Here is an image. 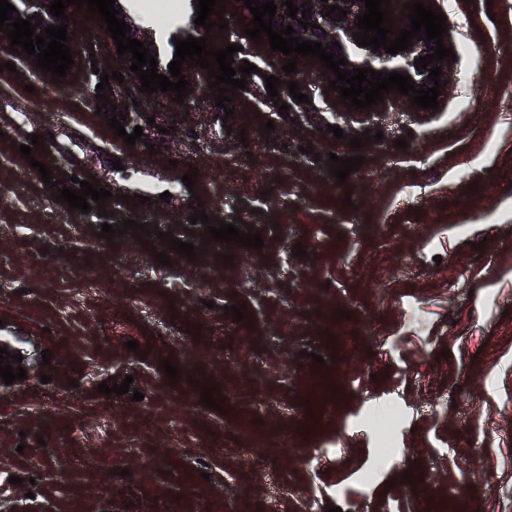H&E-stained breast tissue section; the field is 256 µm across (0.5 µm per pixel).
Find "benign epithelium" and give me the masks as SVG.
<instances>
[{"mask_svg": "<svg viewBox=\"0 0 512 512\" xmlns=\"http://www.w3.org/2000/svg\"><path fill=\"white\" fill-rule=\"evenodd\" d=\"M17 12L13 13V17L27 18L35 14H40L41 20L40 27L35 31V34L40 35L44 32V28L49 25H58L62 22L68 24L67 31L74 30L72 19L69 18L71 10H65L68 19L59 21L52 14L46 5L50 4L51 0H8ZM284 0H274L277 5L276 15L274 20L283 25H290L296 30L295 36H301L305 40L318 41L332 46L334 53L347 60L346 65L340 66V69L351 70L353 68H368L382 72L386 76L392 71H397L404 75L412 77V84L414 86H423V88H431L434 82L427 79L435 65H440L442 75L439 76L440 83L448 82L451 71L450 58H445L442 63L432 62L427 66V69L420 71L416 70L414 66V59L419 56H425L432 53L430 47L433 43H425L424 41H413V46L398 54H387L384 50H374L372 47H361L357 45V40L353 39V33L358 31V27L354 26L356 23V16L363 14L365 10V3L361 0H328L330 5H338L343 10L347 11V15L342 21H336L338 13L326 15L327 9L324 8L322 0H293L294 5L301 6L303 3H308V7L312 8V15L307 17V22L314 24V27L307 29L301 27L298 19L302 18V14H296V18L287 16V7L282 5ZM339 43V46H334V43Z\"/></svg>", "mask_w": 512, "mask_h": 512, "instance_id": "obj_1", "label": "benign epithelium"}]
</instances>
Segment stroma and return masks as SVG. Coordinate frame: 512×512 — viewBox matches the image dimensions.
<instances>
[{
    "mask_svg": "<svg viewBox=\"0 0 512 512\" xmlns=\"http://www.w3.org/2000/svg\"><path fill=\"white\" fill-rule=\"evenodd\" d=\"M140 2L129 13L168 59L194 4L159 23ZM427 2L457 51L438 109L390 94L377 117L340 121V139L326 126L344 106L316 73L300 82L308 103L268 96L285 57L245 36L240 0L208 35L258 68L225 120L200 89L190 105L139 92L84 12L61 82L21 61L4 70L0 51V321L27 363L53 369L0 388V487L21 478L28 512H512V0ZM111 69L124 77L111 102L155 119L142 142L78 93ZM366 131L382 141L352 149ZM30 134L43 141L25 158ZM331 152L364 162L341 184ZM36 160L67 188L99 180L107 217L57 201ZM195 198L210 220L259 231L263 249L189 223ZM127 219L153 225L147 243L100 237ZM168 231L204 254L169 250ZM239 304L240 321L225 312ZM128 376L143 400L99 393ZM384 409L398 422L383 460L365 422Z\"/></svg>",
    "mask_w": 512,
    "mask_h": 512,
    "instance_id": "35a3bbf8",
    "label": "stroma"
}]
</instances>
